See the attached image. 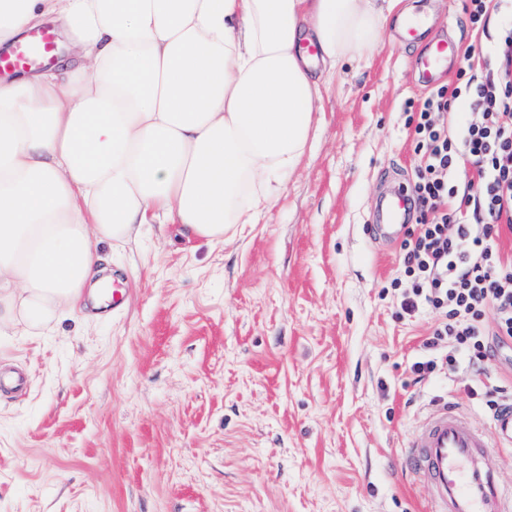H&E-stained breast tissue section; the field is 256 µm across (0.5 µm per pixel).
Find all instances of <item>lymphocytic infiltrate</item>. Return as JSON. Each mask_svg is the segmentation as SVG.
<instances>
[{
  "mask_svg": "<svg viewBox=\"0 0 512 512\" xmlns=\"http://www.w3.org/2000/svg\"><path fill=\"white\" fill-rule=\"evenodd\" d=\"M495 10L508 21L494 68L430 90L416 106L419 231L402 240L390 283L399 319L434 316L410 365L415 382L464 379L491 416L512 401V385L493 379L512 349V257L497 244L501 229H512V0H464L473 25ZM447 112L468 115L456 133L435 120Z\"/></svg>",
  "mask_w": 512,
  "mask_h": 512,
  "instance_id": "f902f5d3",
  "label": "lymphocytic infiltrate"
}]
</instances>
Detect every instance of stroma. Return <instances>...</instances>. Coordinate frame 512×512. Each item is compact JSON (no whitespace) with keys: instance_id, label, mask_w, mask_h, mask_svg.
<instances>
[{"instance_id":"1","label":"stroma","mask_w":512,"mask_h":512,"mask_svg":"<svg viewBox=\"0 0 512 512\" xmlns=\"http://www.w3.org/2000/svg\"><path fill=\"white\" fill-rule=\"evenodd\" d=\"M500 25L400 0L370 56L323 74L316 136L257 223L220 245L144 225L103 250L120 307L0 335V369L25 376L0 393V512H422L400 452L431 401L487 417L447 376L411 382L432 319H397L400 244L373 216L417 170L413 58Z\"/></svg>"}]
</instances>
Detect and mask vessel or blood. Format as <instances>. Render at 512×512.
Returning a JSON list of instances; mask_svg holds the SVG:
<instances>
[{
	"label": "vessel or blood",
	"mask_w": 512,
	"mask_h": 512,
	"mask_svg": "<svg viewBox=\"0 0 512 512\" xmlns=\"http://www.w3.org/2000/svg\"><path fill=\"white\" fill-rule=\"evenodd\" d=\"M56 54L51 30L44 29L0 56V72L29 68L50 61ZM459 61L456 44L432 39L412 61V69L423 83L451 72ZM410 198L408 185L394 189L380 205L376 229L397 237ZM512 445V406L501 409L489 428L474 426L450 397L434 399L417 433L403 449L401 470L432 487L427 512H512V488L504 487L497 472L492 439Z\"/></svg>",
	"instance_id": "vessel-or-blood-1"
}]
</instances>
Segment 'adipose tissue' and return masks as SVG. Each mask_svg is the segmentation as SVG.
Returning <instances> with one entry per match:
<instances>
[{
    "instance_id": "ef3b65f1",
    "label": "adipose tissue",
    "mask_w": 512,
    "mask_h": 512,
    "mask_svg": "<svg viewBox=\"0 0 512 512\" xmlns=\"http://www.w3.org/2000/svg\"><path fill=\"white\" fill-rule=\"evenodd\" d=\"M394 6L0 0V47L50 20L73 54L0 80V335L53 332L143 225L256 223L316 135L318 71L373 51Z\"/></svg>"
}]
</instances>
